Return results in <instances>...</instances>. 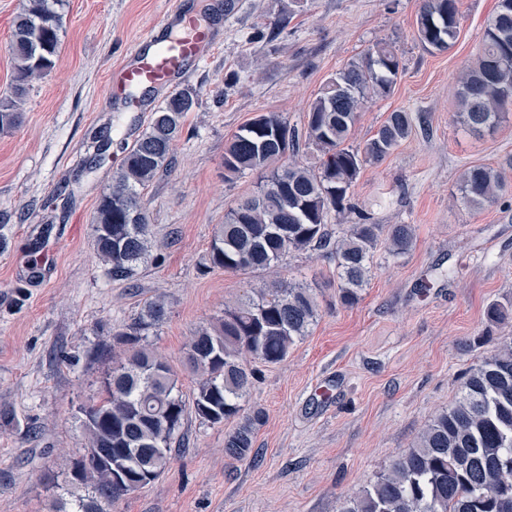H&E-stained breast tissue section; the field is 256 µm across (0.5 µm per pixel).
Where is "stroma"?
Returning <instances> with one entry per match:
<instances>
[{
  "instance_id": "1",
  "label": "stroma",
  "mask_w": 512,
  "mask_h": 512,
  "mask_svg": "<svg viewBox=\"0 0 512 512\" xmlns=\"http://www.w3.org/2000/svg\"><path fill=\"white\" fill-rule=\"evenodd\" d=\"M21 6L0 0V97L16 84L9 47ZM421 6L236 0L228 13L224 0H67L54 68L26 82L20 123L0 131V512H48L66 496L62 472L85 444L78 408L97 399L124 355L112 330L154 299L167 316L147 342L187 402L198 381L184 363L192 335L263 281L307 283L320 316L286 360L258 365L243 408L264 420L249 458L224 452L233 422L207 425L187 412L169 467L112 512H337L414 447L469 370L512 345V318H487L490 304L512 302V191L481 210L459 192L465 168L512 154V111L492 134L457 119L460 77L497 0H458L459 37L434 53L415 36ZM288 8L287 26L272 30ZM178 11L206 16L215 47L177 82L198 91V104L142 194L152 257L115 280L96 255L93 214L167 92L131 104L110 94L107 78L146 35H168ZM259 28L271 37L254 39ZM379 41L396 49L400 75L390 95L363 105L349 145L362 146L396 110L425 122L363 168L353 200L375 223L411 225V249L393 255L378 245L351 306L339 302L336 260L321 250L261 273L205 268L225 211L255 181L225 179L226 143L261 113L305 130L329 79Z\"/></svg>"
}]
</instances>
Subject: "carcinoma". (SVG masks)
Listing matches in <instances>:
<instances>
[{
	"mask_svg": "<svg viewBox=\"0 0 512 512\" xmlns=\"http://www.w3.org/2000/svg\"><path fill=\"white\" fill-rule=\"evenodd\" d=\"M64 0H25L12 33L18 80L39 78L54 66L63 26ZM459 35L457 0H423L416 38L428 51H446ZM400 74L396 49L378 42L359 61L336 73L309 108L304 136L274 113L241 126L224 148L228 177L257 176L250 194L224 214L206 256L209 268L264 271L284 257L308 249L336 255L338 299L353 305L368 281L380 239L402 254L413 242L409 224H373L352 202L361 170L390 155L422 116L390 113L363 147L347 145L358 112L368 98L390 94ZM512 0H498L475 62L459 90V120L469 131L495 129L512 105ZM190 87L169 95L152 113L146 130L125 149L92 220L95 250L114 278H129L150 257L149 217L141 194L169 165L184 119L197 104ZM20 119L17 100L0 98V131ZM303 152L311 165L284 162ZM512 156L497 167L475 165L461 177L464 202L476 209L498 202L509 187ZM354 217L334 238L330 212ZM163 301L143 306L133 322L113 332L126 355L101 381V399L79 407L84 454L66 475L67 485L86 493L75 512H104L137 490L144 472L161 475L172 458L186 404L174 391L170 365L145 345L148 331L166 317ZM318 317L313 290L271 282L248 295L191 339L185 363L199 376L192 406L196 418L217 425L237 420L224 435L225 452L245 459L252 452L263 412L242 414L252 386L251 357L278 364ZM338 512H512V348L471 369L448 409L424 429L416 447L399 456L361 492L340 502Z\"/></svg>",
	"mask_w": 512,
	"mask_h": 512,
	"instance_id": "carcinoma-1",
	"label": "carcinoma"
}]
</instances>
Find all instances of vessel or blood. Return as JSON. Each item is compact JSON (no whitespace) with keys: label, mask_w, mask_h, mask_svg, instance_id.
Wrapping results in <instances>:
<instances>
[{"label":"vessel or blood","mask_w":512,"mask_h":512,"mask_svg":"<svg viewBox=\"0 0 512 512\" xmlns=\"http://www.w3.org/2000/svg\"><path fill=\"white\" fill-rule=\"evenodd\" d=\"M178 27L183 32L180 40L170 39L148 50L134 48L132 61L110 74V90L122 93L139 86L167 87L191 64L201 61L211 45L207 29L195 27L187 15L180 17Z\"/></svg>","instance_id":"b4317fda"}]
</instances>
